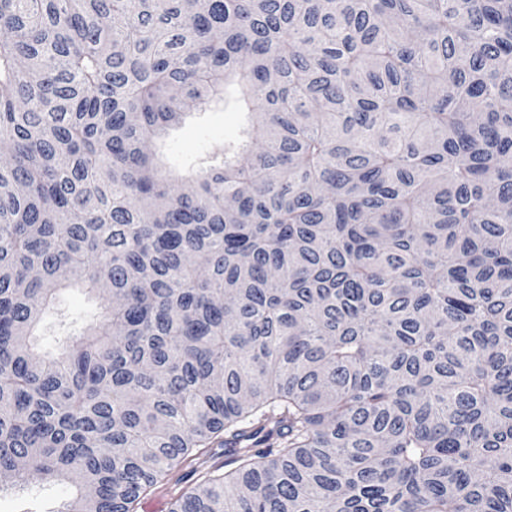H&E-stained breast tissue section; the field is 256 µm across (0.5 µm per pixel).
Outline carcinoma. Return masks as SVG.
<instances>
[{"instance_id":"1","label":"carcinoma","mask_w":512,"mask_h":512,"mask_svg":"<svg viewBox=\"0 0 512 512\" xmlns=\"http://www.w3.org/2000/svg\"><path fill=\"white\" fill-rule=\"evenodd\" d=\"M0 142L11 481L138 512L222 448L172 512H512V0H0ZM243 120V113L230 96L212 102L206 111L170 131L162 148L164 169L179 179L190 175L214 144L237 137ZM100 312L98 302L83 290L70 288L57 293L55 308L43 316L40 335L44 337L43 346L50 348L55 336L62 334L60 321L67 327L77 330L82 324L94 320ZM213 452L216 454L207 464L199 467L196 465L198 467L197 471L193 470L190 466L182 467L174 473L171 480L164 481L162 484H159L154 492L144 500L145 502L142 504L139 512H146L143 509L146 502L154 501L158 506H160L161 502L167 497L168 492L181 494L184 490L195 486V484L201 480L203 472H205L212 464L224 465V449L213 448Z\"/></svg>"}]
</instances>
